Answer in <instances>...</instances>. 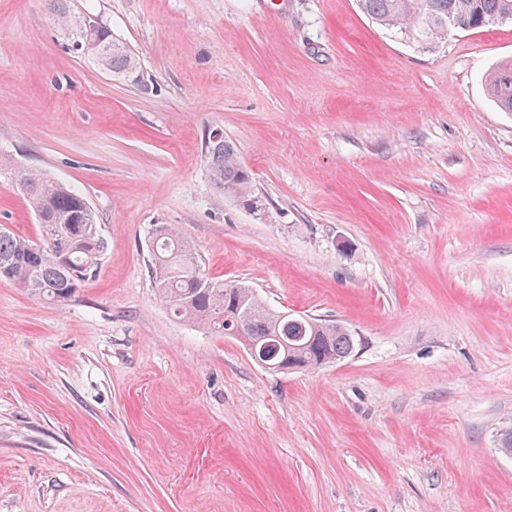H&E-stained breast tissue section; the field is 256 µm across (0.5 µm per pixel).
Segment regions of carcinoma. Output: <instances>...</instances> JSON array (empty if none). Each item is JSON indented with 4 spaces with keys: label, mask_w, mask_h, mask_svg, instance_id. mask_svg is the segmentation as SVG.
Returning <instances> with one entry per match:
<instances>
[{
    "label": "carcinoma",
    "mask_w": 512,
    "mask_h": 512,
    "mask_svg": "<svg viewBox=\"0 0 512 512\" xmlns=\"http://www.w3.org/2000/svg\"><path fill=\"white\" fill-rule=\"evenodd\" d=\"M68 42L88 39L90 13L70 11L69 0H47ZM359 8L377 25L433 49L451 32H468L493 24L512 23V0H358ZM96 45L83 57L92 59L112 78L143 85L141 63L129 46L107 28L93 36ZM497 107L512 112V61L501 63L486 79ZM211 182L224 195L249 209L262 205L251 171L232 142L216 132L205 144ZM20 185L41 225L43 243L26 240L0 227V280L13 282L33 296L65 302L93 276L107 242L99 232L86 198L42 172L23 170ZM151 267L160 299L172 313L226 336H239L256 350L277 336H298L274 362L297 369H318L348 357L355 336L343 325L313 317H296L268 308L254 289L207 276L193 248L168 224L158 225Z\"/></svg>",
    "instance_id": "carcinoma-1"
}]
</instances>
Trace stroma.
Segmentation results:
<instances>
[{"label": "stroma", "mask_w": 512, "mask_h": 512, "mask_svg": "<svg viewBox=\"0 0 512 512\" xmlns=\"http://www.w3.org/2000/svg\"><path fill=\"white\" fill-rule=\"evenodd\" d=\"M147 89L0 0V224L17 180L81 192L108 247L76 297L0 280V512H512V25L433 50L356 0H72ZM231 139L263 208L209 178ZM272 308L346 326L345 359L264 369L157 298L155 225ZM92 40L98 43L86 49L83 54L84 58L96 61L98 65L112 75L113 80L127 82L139 76L135 85L145 86L139 58L126 43L113 38L107 27L101 28ZM487 89L497 107L512 112V61L501 63L486 79Z\"/></svg>", "instance_id": "stroma-1"}]
</instances>
